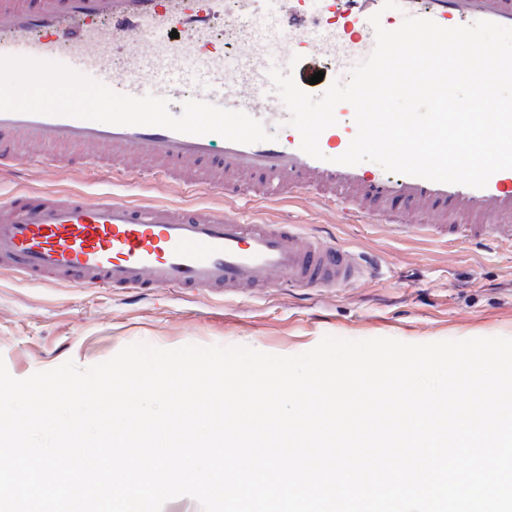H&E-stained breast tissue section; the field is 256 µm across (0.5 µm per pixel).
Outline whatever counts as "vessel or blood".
I'll list each match as a JSON object with an SVG mask.
<instances>
[{
	"instance_id": "vessel-or-blood-1",
	"label": "vessel or blood",
	"mask_w": 512,
	"mask_h": 512,
	"mask_svg": "<svg viewBox=\"0 0 512 512\" xmlns=\"http://www.w3.org/2000/svg\"><path fill=\"white\" fill-rule=\"evenodd\" d=\"M0 0V58L59 63L79 74L111 78L115 93L169 97L180 93L194 61L203 79L194 97L279 124L282 104L268 76L293 56L329 60L348 70L375 47L370 23L398 29L405 17L444 27L488 20L512 28V0ZM242 23L245 66L194 52L195 34L221 19ZM126 68L112 75V56ZM319 138L322 159L305 154L296 129L277 140L240 144L216 134L190 135L159 126H120L67 115L0 112V170L19 156L34 164L52 153L112 159L128 180H179L259 205L283 196H314L346 216H360L414 235L466 238L512 246V169L487 185L432 182L358 164L336 163L356 133L354 110ZM0 262L32 281L132 293L163 289L262 292L278 286L312 290L362 281L360 254L236 212L174 208L83 192H20L0 199Z\"/></svg>"
}]
</instances>
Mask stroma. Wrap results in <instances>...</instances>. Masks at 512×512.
<instances>
[{
    "label": "stroma",
    "mask_w": 512,
    "mask_h": 512,
    "mask_svg": "<svg viewBox=\"0 0 512 512\" xmlns=\"http://www.w3.org/2000/svg\"><path fill=\"white\" fill-rule=\"evenodd\" d=\"M18 189L112 193L175 208L238 206L221 193L164 179L115 182L84 159L56 167L17 162L14 172L0 175V196ZM248 215L332 237L374 259L376 272L352 287L308 293L270 288L239 297L157 290L132 300L0 269V360L14 378L24 379L68 361L88 368L134 343L162 349L246 346L294 356L326 336L406 343L512 338V249L466 239L398 237L378 224L345 222L336 208L303 198L277 199Z\"/></svg>",
    "instance_id": "1"
}]
</instances>
